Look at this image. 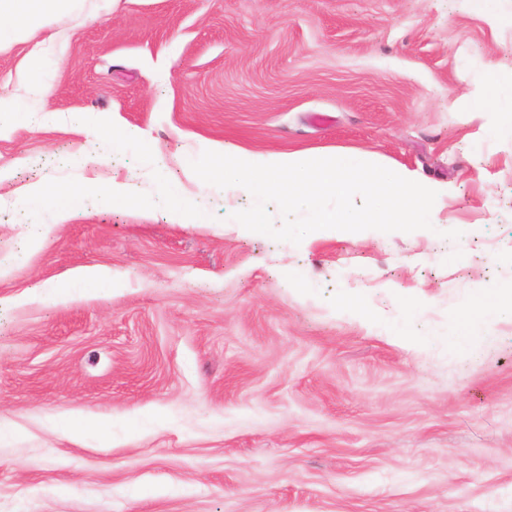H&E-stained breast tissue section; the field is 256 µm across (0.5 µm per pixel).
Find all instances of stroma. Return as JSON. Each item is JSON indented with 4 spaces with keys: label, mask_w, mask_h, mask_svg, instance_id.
<instances>
[{
    "label": "stroma",
    "mask_w": 512,
    "mask_h": 512,
    "mask_svg": "<svg viewBox=\"0 0 512 512\" xmlns=\"http://www.w3.org/2000/svg\"><path fill=\"white\" fill-rule=\"evenodd\" d=\"M510 55L512 0H72L0 44V512H512V311L455 319L512 287L476 112ZM213 144L375 154L447 187L438 229L245 231L190 175ZM109 171L144 208L29 244L17 186Z\"/></svg>",
    "instance_id": "1"
}]
</instances>
